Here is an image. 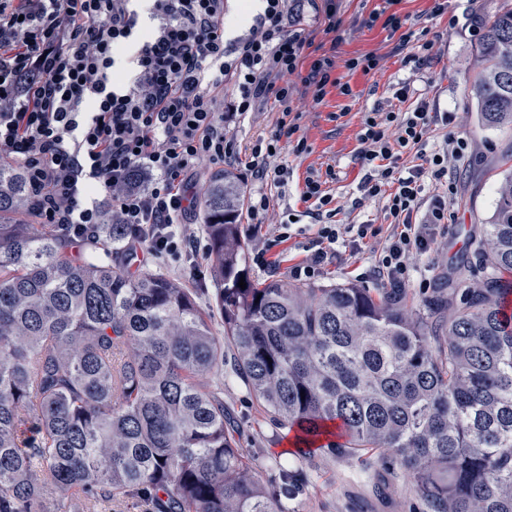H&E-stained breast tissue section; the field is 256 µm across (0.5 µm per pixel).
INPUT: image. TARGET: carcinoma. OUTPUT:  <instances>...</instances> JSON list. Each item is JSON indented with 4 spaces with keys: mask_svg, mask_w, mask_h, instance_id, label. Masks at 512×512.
<instances>
[{
    "mask_svg": "<svg viewBox=\"0 0 512 512\" xmlns=\"http://www.w3.org/2000/svg\"><path fill=\"white\" fill-rule=\"evenodd\" d=\"M470 94L482 125L512 128V7L484 23ZM29 204L0 163V512H285L307 476L266 483L239 448L227 352L305 448L399 466L423 512H512V170L476 280L457 266L416 310L401 288L253 279L230 169L200 200L211 312L159 270L112 264L136 262L122 225L77 246L17 219Z\"/></svg>",
    "mask_w": 512,
    "mask_h": 512,
    "instance_id": "obj_1",
    "label": "carcinoma"
}]
</instances>
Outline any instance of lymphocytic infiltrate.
Wrapping results in <instances>:
<instances>
[{
	"label": "lymphocytic infiltrate",
	"instance_id": "1",
	"mask_svg": "<svg viewBox=\"0 0 512 512\" xmlns=\"http://www.w3.org/2000/svg\"><path fill=\"white\" fill-rule=\"evenodd\" d=\"M133 2L0 0V161L23 171L41 223L62 225L78 238L109 214L133 248L151 257L196 252L198 238L179 229L195 208L190 178L237 162L230 121L272 104L276 131L257 138L249 154L260 185L249 198V216L266 223V186L285 187L291 177L288 166L269 165V158L309 150L298 134L294 95L300 90L321 104L337 85L335 61L309 56L313 38L289 0H265L247 32L230 43L227 0H148L145 26ZM124 58L134 75L118 83L115 67ZM454 120L425 99L405 112L365 113L360 190L382 201L384 222L336 223L339 207L326 189L335 168L309 172L301 198L315 236L292 278H318L367 250L376 257L373 276L404 287L412 258L429 254L454 220L452 164L464 159L468 143L451 133L429 143L434 127ZM409 153L417 164L402 166ZM429 182L436 188L431 195Z\"/></svg>",
	"mask_w": 512,
	"mask_h": 512
}]
</instances>
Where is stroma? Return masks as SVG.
<instances>
[{
    "mask_svg": "<svg viewBox=\"0 0 512 512\" xmlns=\"http://www.w3.org/2000/svg\"><path fill=\"white\" fill-rule=\"evenodd\" d=\"M325 4L326 0H294L293 6L303 15L320 53L335 60L333 75L339 85L330 89L318 107L308 109L300 121L299 133L306 138L309 152L299 157L285 152L278 156V163L288 165L293 176L285 190H272L274 208L269 223L258 227L251 224L249 217L241 219L240 234L248 244L249 254L265 251L269 261L268 266L254 264L250 270L261 281H287L292 266L305 257L311 232H293L290 239L282 242L277 241L276 235L286 209L305 211L300 192L309 169L323 171L334 166L337 180L329 188L343 205L335 217L337 223H381L380 203L367 201L357 209L351 206L360 195L365 173L357 158L362 116L378 106L386 110L411 109L419 99L426 98L435 101L438 111L456 113L451 130L467 139L469 151L458 167L456 192L450 203L454 222L447 234L437 240L433 265H419L405 288L407 304L415 306L430 294L429 288L421 287L422 279L438 284L460 261H474V241L491 220L495 188L507 161H512V129H490L479 124L467 95L479 41L475 28L503 6L512 5V0H448V8L441 16L433 15V0H395L390 6L383 5L382 0H336V16L341 24L331 33L325 32L320 23ZM382 8L397 14L414 32L426 28L440 33L437 54L420 68L406 65L403 53L396 50L397 36L382 24H362L363 18ZM365 54L379 57L378 69L368 73L347 69L348 59ZM402 82L409 83L412 89L403 103L394 96ZM343 83L350 84L351 95L340 93ZM373 263L371 253H361L348 262L330 266L320 281L378 288L380 280L369 273ZM138 264L198 289L199 305L210 307L214 283L207 251L176 259L142 257ZM224 401L235 410L240 448L253 458L265 481H277L286 469L307 474L309 481L303 492L289 501V512H421L413 483L404 473L393 474L379 467L367 469L355 461L320 453L309 458L293 455L292 434L275 425L255 397L229 374L224 377Z\"/></svg>",
    "mask_w": 512,
    "mask_h": 512,
    "instance_id": "1",
    "label": "stroma"
}]
</instances>
